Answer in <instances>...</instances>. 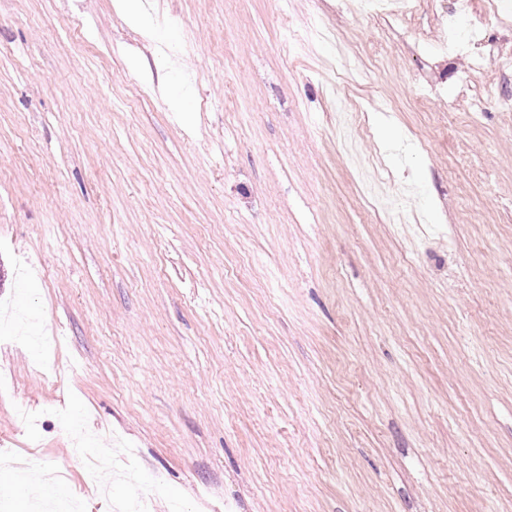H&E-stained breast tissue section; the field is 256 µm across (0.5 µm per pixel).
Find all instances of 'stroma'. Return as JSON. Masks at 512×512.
<instances>
[{
  "label": "stroma",
  "instance_id": "1",
  "mask_svg": "<svg viewBox=\"0 0 512 512\" xmlns=\"http://www.w3.org/2000/svg\"><path fill=\"white\" fill-rule=\"evenodd\" d=\"M139 2L0 0L11 512H512V9Z\"/></svg>",
  "mask_w": 512,
  "mask_h": 512
}]
</instances>
